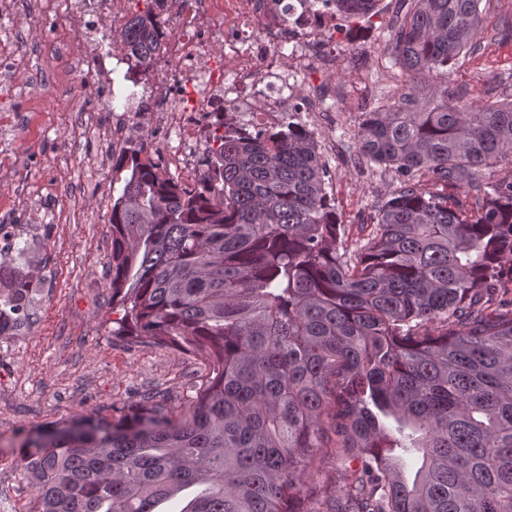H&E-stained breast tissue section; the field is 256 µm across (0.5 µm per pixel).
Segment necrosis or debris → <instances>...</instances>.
Returning a JSON list of instances; mask_svg holds the SVG:
<instances>
[{
  "label": "necrosis or debris",
  "mask_w": 512,
  "mask_h": 512,
  "mask_svg": "<svg viewBox=\"0 0 512 512\" xmlns=\"http://www.w3.org/2000/svg\"><path fill=\"white\" fill-rule=\"evenodd\" d=\"M159 11L178 34L157 53L169 75L151 88L142 109L176 132L166 158L189 185L202 176L196 165L205 149L202 124L233 106L244 107L255 123L282 118L295 108L294 74L334 70L344 39L323 0H296L285 13L269 0H161Z\"/></svg>",
  "instance_id": "1"
}]
</instances>
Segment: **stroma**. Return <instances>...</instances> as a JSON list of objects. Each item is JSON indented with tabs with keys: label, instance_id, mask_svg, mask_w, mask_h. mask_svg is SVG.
Here are the masks:
<instances>
[{
	"label": "stroma",
	"instance_id": "35a3bbf8",
	"mask_svg": "<svg viewBox=\"0 0 512 512\" xmlns=\"http://www.w3.org/2000/svg\"><path fill=\"white\" fill-rule=\"evenodd\" d=\"M478 50L463 66H449L451 85L465 88L474 101L512 96V40L495 30L512 20V0H483ZM44 0H15L0 13V30H19L32 48L25 70L10 75L18 87V111L29 114L37 133L0 136V153L12 164L0 170V224L9 245L27 248L42 281L37 313L29 326L0 340V512H29L36 490L24 477L20 456L28 440L45 427L64 428L92 417L117 420L134 409L143 393H154L169 415L186 411L205 374L200 359L175 350L142 347L110 335L112 290L108 262L112 233V129L124 127L122 148L164 146L146 117L108 111L141 95L148 82L126 81V65L104 67L69 79L61 95V62L38 43L48 38L83 53L81 32L110 22L87 0L58 23H50ZM379 20L350 21L351 32L337 49L336 69L327 74L338 90L335 109L304 116L329 163L336 209L351 235H358L371 212L397 188L394 173L369 162L354 145L363 114L349 110L365 77L372 97L401 87L398 68L381 67L384 37L399 24V0H381Z\"/></svg>",
	"mask_w": 512,
	"mask_h": 512
}]
</instances>
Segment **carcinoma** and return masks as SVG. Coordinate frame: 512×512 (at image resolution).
<instances>
[{"label":"carcinoma","instance_id":"cac0c4a2","mask_svg":"<svg viewBox=\"0 0 512 512\" xmlns=\"http://www.w3.org/2000/svg\"><path fill=\"white\" fill-rule=\"evenodd\" d=\"M328 2L354 18L379 0ZM399 2L404 85L354 139L400 187L356 239L295 113L253 129L222 113L193 189L143 144L112 158L111 335L207 372L179 416L148 393L131 418L27 442L31 512H159L189 489L180 512H512V100L448 84L482 0ZM162 37L135 15L119 45L145 74ZM39 290L0 255V339ZM330 458L336 481L314 480Z\"/></svg>","mask_w":512,"mask_h":512}]
</instances>
